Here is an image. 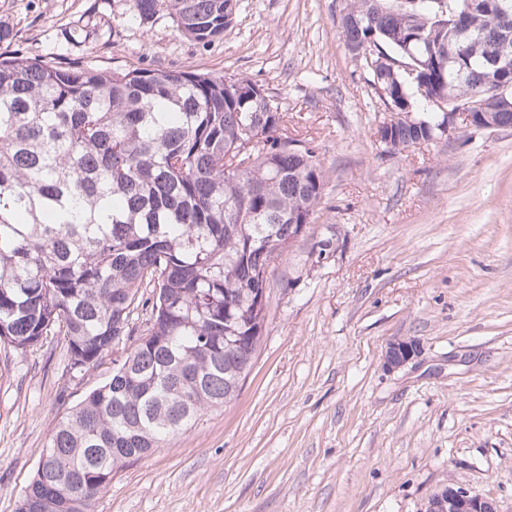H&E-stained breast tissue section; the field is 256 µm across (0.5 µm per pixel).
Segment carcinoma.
I'll return each mask as SVG.
<instances>
[{"mask_svg":"<svg viewBox=\"0 0 512 512\" xmlns=\"http://www.w3.org/2000/svg\"><path fill=\"white\" fill-rule=\"evenodd\" d=\"M130 2L203 44L233 15L232 0ZM338 27L348 52L392 62L368 72L391 113L430 108L391 127V155L437 138L491 59L512 62V0H347ZM286 122L246 78L0 58V345L62 336L86 374L135 337L58 422L16 512H91L113 472L235 396L266 317L259 273L325 187L314 140L278 142Z\"/></svg>","mask_w":512,"mask_h":512,"instance_id":"cac0c4a2","label":"carcinoma"}]
</instances>
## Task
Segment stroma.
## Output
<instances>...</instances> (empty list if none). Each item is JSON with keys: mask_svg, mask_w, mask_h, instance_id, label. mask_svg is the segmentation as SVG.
Returning a JSON list of instances; mask_svg holds the SVG:
<instances>
[{"mask_svg": "<svg viewBox=\"0 0 512 512\" xmlns=\"http://www.w3.org/2000/svg\"><path fill=\"white\" fill-rule=\"evenodd\" d=\"M346 0H235L203 45L130 0H0V53L247 78L319 145L326 185L270 266L262 338L236 396L129 463L93 512H424L446 487L512 512V128L383 153L387 116L345 49ZM83 27L86 42L67 40ZM414 339L405 366L388 342ZM63 337L0 348V512H15L57 420L112 376ZM419 346L415 340L397 339L388 343L385 354L384 363L387 369H397L418 354Z\"/></svg>", "mask_w": 512, "mask_h": 512, "instance_id": "35a3bbf8", "label": "stroma"}]
</instances>
